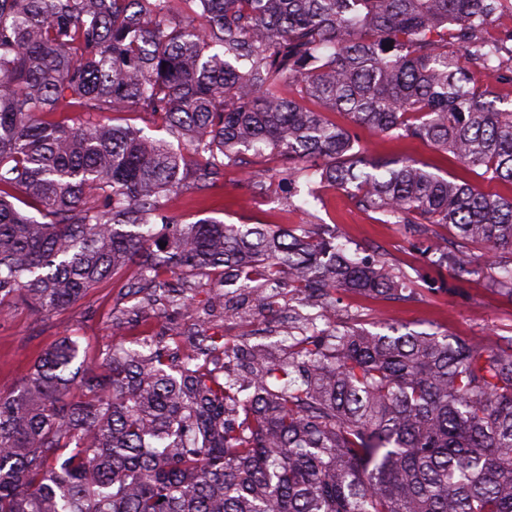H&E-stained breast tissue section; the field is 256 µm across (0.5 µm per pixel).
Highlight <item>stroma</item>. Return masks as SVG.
I'll use <instances>...</instances> for the list:
<instances>
[{
    "label": "stroma",
    "mask_w": 512,
    "mask_h": 512,
    "mask_svg": "<svg viewBox=\"0 0 512 512\" xmlns=\"http://www.w3.org/2000/svg\"><path fill=\"white\" fill-rule=\"evenodd\" d=\"M360 137L368 156L411 157L442 177L469 183L488 193L512 194L511 187L483 182L455 158L446 157L433 146L394 142L366 129L361 130ZM278 166L272 151L249 155L246 165L225 168L223 181L209 192L206 200H199L196 193L187 191L169 201L167 210L181 224L209 218L227 224H321L328 233L346 242L348 249H376L413 281L414 293L407 300L339 292L336 322H350L368 329L379 321L417 332L439 331L487 345L497 337L512 336L511 300L494 293L479 278L467 283L463 292H454V279L435 272L431 265L438 242L435 235L416 236L403 225L380 223L373 213L358 208L341 189L316 181L301 183L300 190L307 193L308 202L300 209L285 205L287 189L280 188L271 194L250 191L248 172H268ZM130 275L126 269L108 277L77 302L51 313H39L21 303L0 306V394L15 391L42 351L62 337H78L81 355L90 359L110 345L128 344L143 336L163 340L187 329L189 319L183 313L170 311L160 318L130 315L122 336H113V313L128 311L130 307L124 289Z\"/></svg>",
    "instance_id": "35a3bbf8"
}]
</instances>
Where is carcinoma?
I'll use <instances>...</instances> for the list:
<instances>
[{
  "mask_svg": "<svg viewBox=\"0 0 512 512\" xmlns=\"http://www.w3.org/2000/svg\"><path fill=\"white\" fill-rule=\"evenodd\" d=\"M497 8L0 0V304L50 313L133 265L136 315L190 309L199 276L227 318L277 310L285 285L309 309L288 359L255 344L243 373L222 377L208 354L241 347L197 317L176 365L151 336L76 368L77 340L50 347L0 395V512H512V336L486 347L340 328L336 292L399 298L403 276L315 224H179L165 211L269 148L290 185L316 177L417 235L447 226L432 266L461 283L485 275L512 300V198L358 145L361 128L426 142L512 185V109L473 78ZM68 112L83 118L58 119ZM126 112L164 135L113 123ZM229 271L245 293H224Z\"/></svg>",
  "mask_w": 512,
  "mask_h": 512,
  "instance_id": "1",
  "label": "carcinoma"
}]
</instances>
